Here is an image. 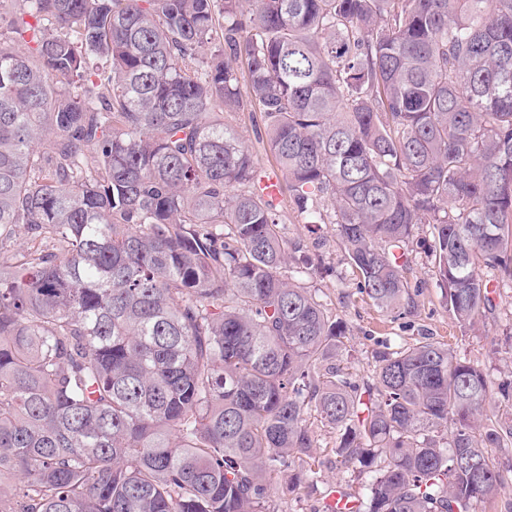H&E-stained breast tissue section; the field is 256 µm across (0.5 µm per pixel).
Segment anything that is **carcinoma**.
Returning <instances> with one entry per match:
<instances>
[{
    "label": "carcinoma",
    "mask_w": 512,
    "mask_h": 512,
    "mask_svg": "<svg viewBox=\"0 0 512 512\" xmlns=\"http://www.w3.org/2000/svg\"><path fill=\"white\" fill-rule=\"evenodd\" d=\"M0 512H475L512 379L385 339L364 378L311 233L395 319L474 330L512 287V0H0ZM226 121L231 123L243 137L247 144L254 146L257 157L263 163L270 174H275L280 180L281 186L283 179L280 172L273 166V158L264 152L263 146L256 143L257 134L260 133L264 136L265 125L261 112H239V113H224ZM310 422L313 424V428L317 432L320 438V443L323 448L321 451H324L322 455L329 454L326 457L332 461L328 463L325 468L321 470L318 474V483L316 489L314 491L312 489H302L301 493L293 496H283L281 494H275L272 497L271 509H274L275 512H319L320 508V494L319 491H323L328 485H335L336 481L346 480L349 481L350 484H353V487H362L366 485L371 480L370 473H354L350 471H336V462L335 456L330 452V448L334 446L335 437L334 434L329 433L328 431H324L320 422L316 419H310ZM335 462V463H334Z\"/></svg>",
    "instance_id": "cac0c4a2"
}]
</instances>
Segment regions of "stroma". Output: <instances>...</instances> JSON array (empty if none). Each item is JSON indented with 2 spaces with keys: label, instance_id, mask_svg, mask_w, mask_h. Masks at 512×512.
I'll return each mask as SVG.
<instances>
[{
  "label": "stroma",
  "instance_id": "35a3bbf8",
  "mask_svg": "<svg viewBox=\"0 0 512 512\" xmlns=\"http://www.w3.org/2000/svg\"><path fill=\"white\" fill-rule=\"evenodd\" d=\"M279 209L286 222L290 239L300 241L306 253H322L325 267L321 273L308 278V286L319 289L333 312L345 320L351 330L347 345L348 365L352 372L368 374L372 365L371 350L375 341L390 338L411 342L430 336L447 342L462 357L480 364L491 378L501 380L512 374L507 364L512 361V289L502 291L496 298L494 319L473 331H463L450 319L441 304L440 291L433 287L432 271L423 260L413 265L415 278L429 281L430 286L417 297L413 315L391 320L384 316L372 301L354 291L355 277L345 263L331 230H324L321 238L311 236L303 225L297 224L289 208L287 197H280ZM370 474L337 470L327 464L318 477L316 489H305L293 496L274 495L273 512H318L320 492L337 481L346 480L354 487L366 485Z\"/></svg>",
  "mask_w": 512,
  "mask_h": 512
}]
</instances>
